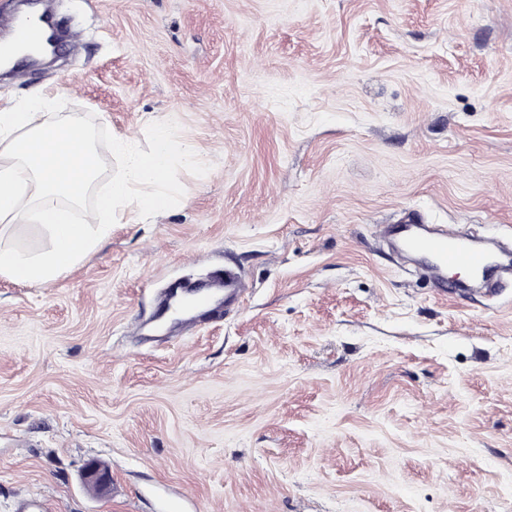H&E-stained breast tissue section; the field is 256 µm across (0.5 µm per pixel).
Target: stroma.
I'll return each mask as SVG.
<instances>
[{"mask_svg": "<svg viewBox=\"0 0 512 512\" xmlns=\"http://www.w3.org/2000/svg\"><path fill=\"white\" fill-rule=\"evenodd\" d=\"M0 79L116 138L194 146L177 201L44 284L0 277V512H512V286L434 295L377 227L512 244V0H56ZM245 303L146 322L224 264ZM107 465L113 490L81 480Z\"/></svg>", "mask_w": 512, "mask_h": 512, "instance_id": "35a3bbf8", "label": "stroma"}]
</instances>
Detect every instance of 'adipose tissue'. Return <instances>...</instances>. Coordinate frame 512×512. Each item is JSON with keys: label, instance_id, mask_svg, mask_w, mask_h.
<instances>
[{"label": "adipose tissue", "instance_id": "1", "mask_svg": "<svg viewBox=\"0 0 512 512\" xmlns=\"http://www.w3.org/2000/svg\"><path fill=\"white\" fill-rule=\"evenodd\" d=\"M54 99L37 92L26 102L0 109V224H40L52 246L28 253L0 246V275L42 284L78 264L108 238L114 214L143 220L167 211L173 202L169 175L174 161L191 163L194 153L155 125L149 151L124 139L113 144L122 164L93 211L75 220L99 176L93 134L81 113L52 117Z\"/></svg>", "mask_w": 512, "mask_h": 512}]
</instances>
